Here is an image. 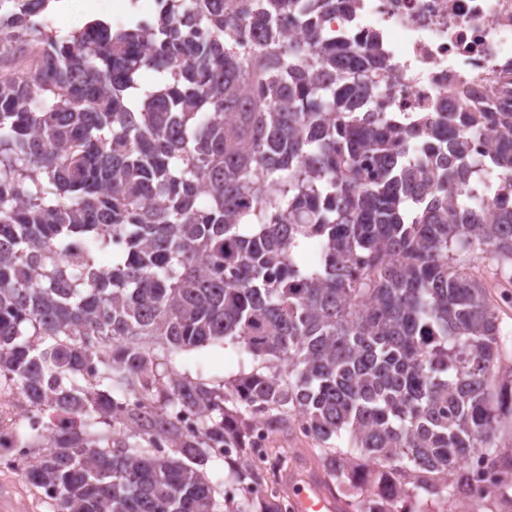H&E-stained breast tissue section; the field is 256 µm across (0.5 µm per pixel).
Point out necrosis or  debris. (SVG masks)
Masks as SVG:
<instances>
[{
    "label": "necrosis or debris",
    "instance_id": "obj_1",
    "mask_svg": "<svg viewBox=\"0 0 512 512\" xmlns=\"http://www.w3.org/2000/svg\"><path fill=\"white\" fill-rule=\"evenodd\" d=\"M328 27L358 39L378 35L387 111L512 104V0H356ZM25 406L11 382L0 383V469L11 473L32 462L15 438Z\"/></svg>",
    "mask_w": 512,
    "mask_h": 512
}]
</instances>
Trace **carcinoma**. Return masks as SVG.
I'll return each mask as SVG.
<instances>
[{
    "label": "carcinoma",
    "mask_w": 512,
    "mask_h": 512,
    "mask_svg": "<svg viewBox=\"0 0 512 512\" xmlns=\"http://www.w3.org/2000/svg\"><path fill=\"white\" fill-rule=\"evenodd\" d=\"M49 2L0 17L41 53L0 76V380L50 419L16 438L54 512H290L253 430L294 418L342 512H453L473 468L481 500L512 487L499 316L464 272L476 251L512 269V209L489 208L512 187V112L377 107L376 35L326 26L354 0H160L152 23L44 37ZM144 67L161 83L129 103ZM487 124L494 182L467 159ZM228 339L261 365L175 370Z\"/></svg>",
    "instance_id": "obj_1"
}]
</instances>
